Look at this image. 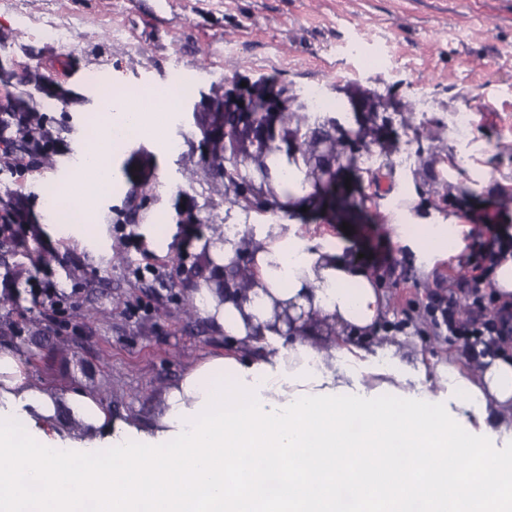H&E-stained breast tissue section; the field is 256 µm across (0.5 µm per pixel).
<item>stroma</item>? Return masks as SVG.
<instances>
[{"label":"stroma","instance_id":"1","mask_svg":"<svg viewBox=\"0 0 512 512\" xmlns=\"http://www.w3.org/2000/svg\"><path fill=\"white\" fill-rule=\"evenodd\" d=\"M43 25L72 27L75 36L60 46L42 39ZM178 66L190 88L168 126L178 149L137 139L114 155L112 189L94 212L98 246L53 231L43 189L53 168L79 159L99 108L90 73L133 93ZM33 73L41 83L30 82ZM267 82L302 102L320 87L350 128L357 114L368 115L376 129L369 147L386 178L379 189L356 179L372 197L367 209L307 211L290 228L343 237L376 274L386 300L380 329L404 336V358L426 365L427 382L439 363L469 355L470 337L449 335L429 310L440 298L471 300L466 263L495 247L478 237L475 221L512 229V0H0V104L46 120L65 145L39 171L0 173V201L23 203L31 227L26 248L0 249V349L27 363L33 384L88 389L113 416L146 424L165 386L201 359L233 354L224 334L186 311L198 250L180 251L179 243L188 224L200 239L229 224L279 222L226 200L223 179L205 171L199 127L200 113L226 91ZM466 108L476 111L466 133L485 145L471 169H486L487 179L472 188L471 169H460L455 194L441 198L434 189L448 174L446 160L467 149L452 120ZM411 193L425 213L452 212L466 226L460 253L429 270L383 217ZM121 224L145 251L124 243ZM43 259L58 288L77 294L60 323L24 286ZM148 264L160 276L136 279Z\"/></svg>","mask_w":512,"mask_h":512}]
</instances>
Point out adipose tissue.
<instances>
[{"label":"adipose tissue","mask_w":512,"mask_h":512,"mask_svg":"<svg viewBox=\"0 0 512 512\" xmlns=\"http://www.w3.org/2000/svg\"><path fill=\"white\" fill-rule=\"evenodd\" d=\"M128 99L113 90L109 118L55 194L62 234L94 235L88 217L112 181L117 130L169 146L157 113L176 111L179 96L152 90L145 107ZM412 206L385 213L399 241L429 262L457 253L456 214L429 223ZM206 252L210 276L193 306L249 356L188 370L163 391L150 429L112 418L86 389L32 385L20 358L0 350V459L10 462L0 512H342L343 489L351 512H414L422 501L428 512H512V357L439 365L451 406L437 412L428 390L407 392L403 369L372 354L385 303L341 239L258 224ZM242 257L244 288H219ZM365 375L380 376L378 396L354 392ZM63 412L80 427L64 443L45 433ZM102 443L125 449L117 472L95 455Z\"/></svg>","instance_id":"obj_1"}]
</instances>
